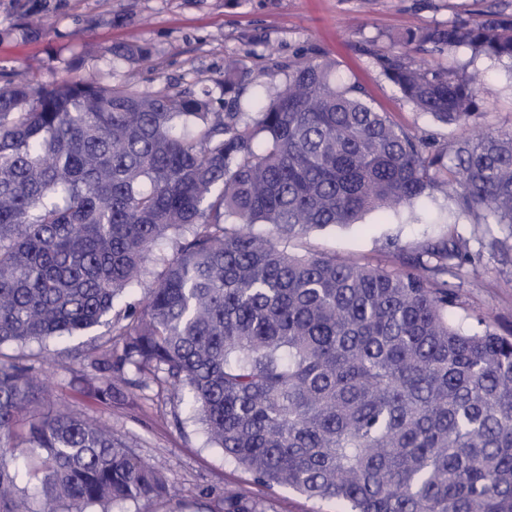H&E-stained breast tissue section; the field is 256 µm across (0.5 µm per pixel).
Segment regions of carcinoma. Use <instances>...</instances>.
<instances>
[{
	"label": "carcinoma",
	"mask_w": 512,
	"mask_h": 512,
	"mask_svg": "<svg viewBox=\"0 0 512 512\" xmlns=\"http://www.w3.org/2000/svg\"><path fill=\"white\" fill-rule=\"evenodd\" d=\"M397 42L512 61V19ZM376 61L416 110L473 121L468 77L403 53ZM245 78L226 63L224 92ZM443 189L475 223L512 225V130L432 151L328 59L288 65L252 112L164 84L11 79L0 85V346L110 323L119 343L93 348L82 380L102 398L119 382L166 385L260 486L339 512H512V336L448 322L447 276L466 241L422 245L405 270L288 248ZM40 397L34 366L1 354L0 512L173 496L110 426L57 410L24 438L43 492L32 509L7 455ZM220 503L263 512L245 492Z\"/></svg>",
	"instance_id": "cac0c4a2"
}]
</instances>
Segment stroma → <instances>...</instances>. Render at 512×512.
<instances>
[{
    "label": "stroma",
    "mask_w": 512,
    "mask_h": 512,
    "mask_svg": "<svg viewBox=\"0 0 512 512\" xmlns=\"http://www.w3.org/2000/svg\"><path fill=\"white\" fill-rule=\"evenodd\" d=\"M490 15L512 17V0H0V85L17 72L45 85L90 76L108 85L132 81L144 90L205 88L219 104L224 61L234 58L248 75L240 96L247 105L278 66L328 58L379 111L429 149L444 150L480 131L512 129V62L476 57L465 47L411 53L414 63L474 78L477 119L461 127L416 111L373 58L394 53L397 34ZM128 44L146 46L149 56L135 62L114 56ZM450 237L466 240L470 255L450 280L457 295L450 322L471 331L483 319L499 334H512V227L472 223L446 193L424 195L389 221L369 212L356 224L313 232L289 248L400 267L418 246ZM106 338V327L98 326L51 343L52 362L35 368L46 386L39 412L65 406L110 422L179 494L178 501L148 506L116 503L111 512H217L215 496L227 489L249 492L263 512H337L334 503L256 485L207 444L199 424L158 384L124 389L109 400L94 396L75 377L85 350Z\"/></svg>",
    "instance_id": "stroma-1"
}]
</instances>
